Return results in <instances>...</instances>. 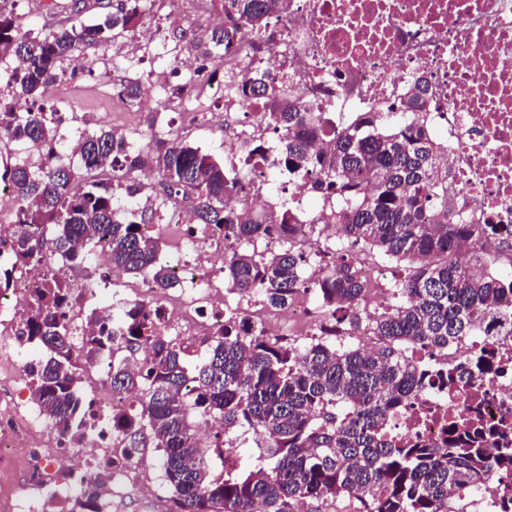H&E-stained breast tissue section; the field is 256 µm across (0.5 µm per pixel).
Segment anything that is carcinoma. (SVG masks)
<instances>
[{"instance_id":"cac0c4a2","label":"carcinoma","mask_w":512,"mask_h":512,"mask_svg":"<svg viewBox=\"0 0 512 512\" xmlns=\"http://www.w3.org/2000/svg\"><path fill=\"white\" fill-rule=\"evenodd\" d=\"M143 2L117 0L95 23L77 21L45 35L23 29L0 6V53L21 63L8 73L7 88L37 106L19 114L0 103V142H21L32 157L0 170V185L14 201L11 223L24 226L19 262L39 260L41 225L52 229L57 252L74 264L101 244L112 266L150 272L159 290L173 287L172 272L157 264L155 238L117 215L115 190H131L129 174L148 168L158 176L163 203L191 202L188 232L199 228L240 241L224 257L225 290L276 310L311 294L326 322L296 345L261 328L243 336L227 319L190 375L186 349L160 335L139 306L129 307L119 325L101 326L82 345L87 358L112 351V390L137 398L112 414L119 436L114 452L162 451L169 512H322L324 504L335 512H450L456 489H478L494 470L512 472V424L505 419L472 435L470 422L453 418L446 437L414 447L384 430L393 412L428 383L409 356L412 349L445 352L487 327L512 336V276L496 273L495 260L479 248L497 228L448 225L447 173L436 164L441 146L427 121L423 90L400 106L408 118L385 129L378 112H361L350 125L333 128L322 113L300 111L262 80L239 89L269 101L268 124L280 133L288 170L314 176L315 189L335 200L326 222L336 225L340 242H351L371 261L400 263L388 303L371 312L365 309L371 282L360 258L319 250L323 274L309 283L304 267L317 225L298 223L285 201L262 217L244 205L226 208L237 175L177 134L135 144L102 127L83 135L78 167L54 161L53 118L37 102L60 77L63 62L132 31ZM286 8L287 0H224L225 14L246 17L254 30ZM239 38L235 28L211 34L219 49ZM264 153L260 147L245 155L241 167L263 169ZM106 163L114 184L95 179ZM272 237L278 247L262 249ZM455 247L471 250L466 262L455 259ZM70 290L66 284L35 286L22 321L29 339L50 352L32 373L31 399L59 432L73 436L87 426L91 408L77 387L79 358L62 314ZM142 345L150 348L149 361L143 373L131 374L123 358ZM190 385L197 389L193 401L181 395ZM208 416L221 417L236 434L199 446L197 424ZM248 435L260 463L247 474L217 473L200 463L207 456L224 459V451H236L237 440ZM489 440L499 445L494 455L486 449Z\"/></svg>"}]
</instances>
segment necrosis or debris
Listing matches in <instances>:
<instances>
[{
	"instance_id": "4bbe7bcc",
	"label": "necrosis or debris",
	"mask_w": 512,
	"mask_h": 512,
	"mask_svg": "<svg viewBox=\"0 0 512 512\" xmlns=\"http://www.w3.org/2000/svg\"><path fill=\"white\" fill-rule=\"evenodd\" d=\"M259 77L302 109L324 113L334 127L360 112L394 111L424 87L428 122L443 148L440 167L448 172L453 222L512 226V0H288L287 10L248 33L244 50L224 60V142L233 163L252 143L271 138L265 99L236 92ZM278 173L276 190L266 177L243 175L240 189L226 196L227 206L268 209L283 193L300 222H317L325 201L312 178L289 176L283 167ZM16 236V225L0 224V267L13 269L15 280L14 288L0 292V363H10L13 373L0 378V492L10 497L12 512H47L50 503L65 504L78 493L85 472L106 466L111 489L96 498L95 512H116L120 500L136 493L162 499L160 487L142 478L140 456L110 462L112 414L125 400L113 395L101 358L82 362L93 417L80 437L60 434L28 403L27 384L40 360L18 333L26 297L39 283L71 284L64 313L80 337L96 333L99 323L117 319L135 301L158 313L162 335L191 347L230 314L247 336L270 314L224 295V257L238 240L181 233L167 259L176 285L161 293L145 276L137 287H126L129 274L122 269L113 270L111 287L76 286L71 264L47 245L40 262L19 264ZM89 307L95 320L84 318ZM487 347L496 358L491 372L460 387L436 381V374ZM414 358L434 380L390 418L389 429L401 442L438 441L449 417L474 407L485 426L512 418V338L489 343L471 336L448 353L421 350ZM78 448L92 451L80 469L72 464ZM455 498L459 512H512V473L492 474L478 490L458 491Z\"/></svg>"
}]
</instances>
